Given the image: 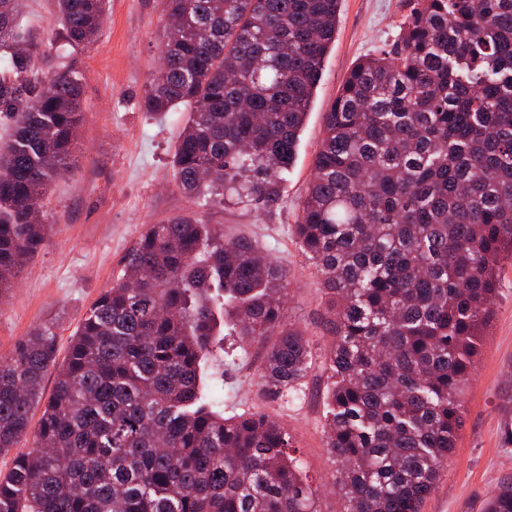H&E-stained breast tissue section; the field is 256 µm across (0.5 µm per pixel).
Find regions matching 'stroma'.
<instances>
[{"instance_id": "stroma-1", "label": "stroma", "mask_w": 512, "mask_h": 512, "mask_svg": "<svg viewBox=\"0 0 512 512\" xmlns=\"http://www.w3.org/2000/svg\"><path fill=\"white\" fill-rule=\"evenodd\" d=\"M19 19L40 75L73 70L82 80V127L69 168L43 201L49 233L13 288L0 294V356L38 326L57 332L65 357L71 335L100 291L111 285L128 249L146 225L179 216L250 238L288 268L285 317L305 330L312 368L295 400L263 392V350L234 336L219 344L206 366V394L231 416L262 412L289 433L310 480L334 470L325 446L323 396L330 383L322 353L331 337L315 267L296 246L291 228L323 138V116L352 66L390 49L407 0H342L336 38L306 115L294 164L284 175V202L271 211L252 205L197 201L178 189L171 165L185 116L144 112L140 101L157 72L163 15L160 0H111L106 21L91 43L65 45L56 0H25ZM512 390V264L499 270L494 316L462 396L464 423L452 464L422 512H484L499 482L512 476V444L504 439L500 409Z\"/></svg>"}]
</instances>
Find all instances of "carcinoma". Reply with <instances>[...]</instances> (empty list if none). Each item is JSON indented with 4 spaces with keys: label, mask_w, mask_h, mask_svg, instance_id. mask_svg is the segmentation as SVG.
Masks as SVG:
<instances>
[{
    "label": "carcinoma",
    "mask_w": 512,
    "mask_h": 512,
    "mask_svg": "<svg viewBox=\"0 0 512 512\" xmlns=\"http://www.w3.org/2000/svg\"><path fill=\"white\" fill-rule=\"evenodd\" d=\"M67 43L100 32L107 0H56ZM162 64L146 112L187 119L172 165L190 198L271 211L341 0H162ZM392 48L360 59L324 113L293 227L316 268L329 484L341 512H421L451 464L461 395L512 261V0H407ZM0 0V291L41 249L33 213L82 122L73 72L46 79ZM224 299L233 335L265 350L262 389L295 397L309 338L284 317L288 271L248 238L191 217L148 224L72 334L44 324L0 356V512H320L286 430L205 402ZM54 372L37 425L32 409ZM485 512H512V479Z\"/></svg>",
    "instance_id": "carcinoma-1"
}]
</instances>
